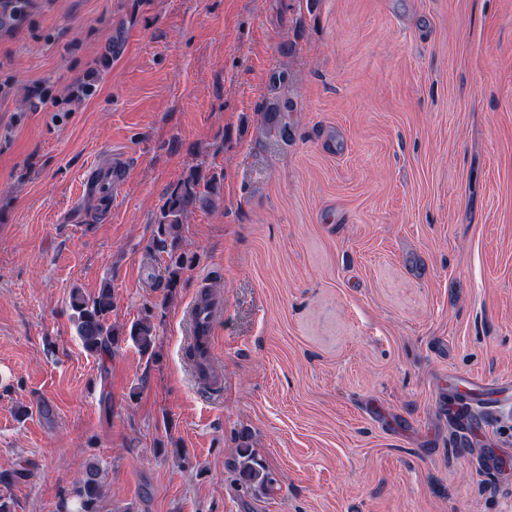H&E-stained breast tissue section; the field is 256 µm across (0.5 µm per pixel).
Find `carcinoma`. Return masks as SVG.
Masks as SVG:
<instances>
[{
  "mask_svg": "<svg viewBox=\"0 0 512 512\" xmlns=\"http://www.w3.org/2000/svg\"><path fill=\"white\" fill-rule=\"evenodd\" d=\"M29 16L30 0H0V32L8 33L17 29L28 21ZM271 111L273 115L265 126V135L278 137L288 133V122L279 115V109L273 107ZM219 191L216 176L207 178L199 170L191 169L167 198L155 224L152 241L153 250L166 254L168 258L158 284L169 290L178 287L184 266L182 225L189 212L214 200ZM70 306L74 312L77 334L87 352L99 354L115 351L121 343L130 341L142 354L154 355L156 327L151 311H145L144 316L134 321L122 336L108 324L113 306L110 285H104L92 297L86 296L78 288L72 289ZM233 468L247 490L263 492L272 488L273 479L250 449H235ZM102 490L100 470L91 464L71 493L69 512H103Z\"/></svg>",
  "mask_w": 512,
  "mask_h": 512,
  "instance_id": "cac0c4a2",
  "label": "carcinoma"
}]
</instances>
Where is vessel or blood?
<instances>
[{
	"label": "vessel or blood",
	"instance_id": "b4317fda",
	"mask_svg": "<svg viewBox=\"0 0 512 512\" xmlns=\"http://www.w3.org/2000/svg\"><path fill=\"white\" fill-rule=\"evenodd\" d=\"M129 170L125 164L102 165L93 172L90 190L105 199L117 196ZM224 316V301L211 295L208 283H200L188 310L189 357L192 361V373L198 385L209 392H223L224 370L216 354L214 327ZM498 385L483 382L478 378L460 380L453 383L446 408L448 422L454 426L464 440H472L484 427L481 416L472 412V392L484 393L487 407H494L493 395Z\"/></svg>",
	"mask_w": 512,
	"mask_h": 512
}]
</instances>
